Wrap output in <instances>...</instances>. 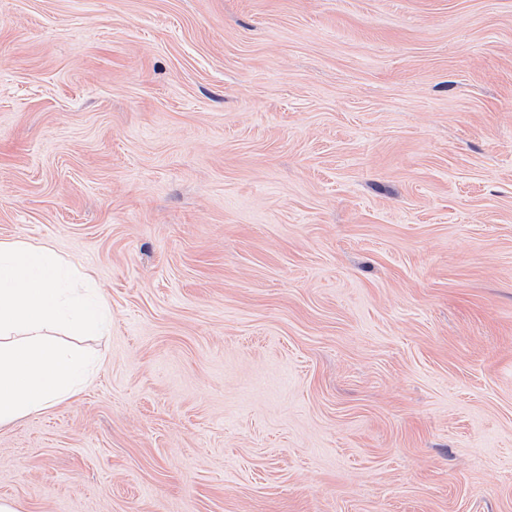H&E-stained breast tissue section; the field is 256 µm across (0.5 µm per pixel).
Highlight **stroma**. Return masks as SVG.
<instances>
[{
  "instance_id": "obj_1",
  "label": "stroma",
  "mask_w": 512,
  "mask_h": 512,
  "mask_svg": "<svg viewBox=\"0 0 512 512\" xmlns=\"http://www.w3.org/2000/svg\"><path fill=\"white\" fill-rule=\"evenodd\" d=\"M5 238L111 316L20 512H512V0H0Z\"/></svg>"
}]
</instances>
